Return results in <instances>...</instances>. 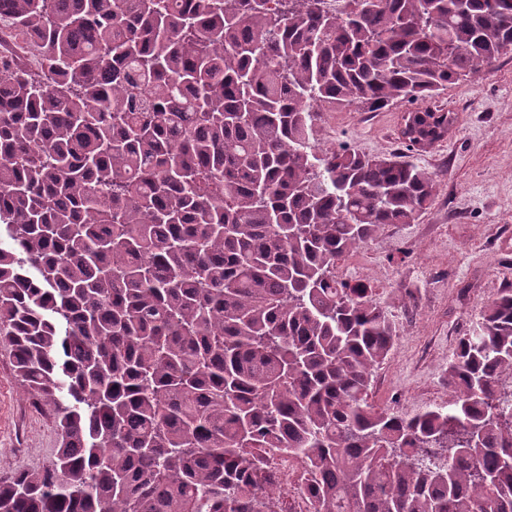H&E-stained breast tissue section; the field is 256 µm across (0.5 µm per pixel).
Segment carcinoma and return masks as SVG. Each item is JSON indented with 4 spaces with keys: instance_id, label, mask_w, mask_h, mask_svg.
<instances>
[{
    "instance_id": "obj_1",
    "label": "carcinoma",
    "mask_w": 512,
    "mask_h": 512,
    "mask_svg": "<svg viewBox=\"0 0 512 512\" xmlns=\"http://www.w3.org/2000/svg\"><path fill=\"white\" fill-rule=\"evenodd\" d=\"M44 49L0 66V340L53 416L0 512H265L268 448L313 512H512V288L448 402L369 401L399 330L337 261L436 175L315 122L430 99L512 53V0H0ZM449 112H407L416 149ZM268 470L276 477L278 483L288 486V475L295 476V464L288 458L275 450H267L265 454Z\"/></svg>"
}]
</instances>
